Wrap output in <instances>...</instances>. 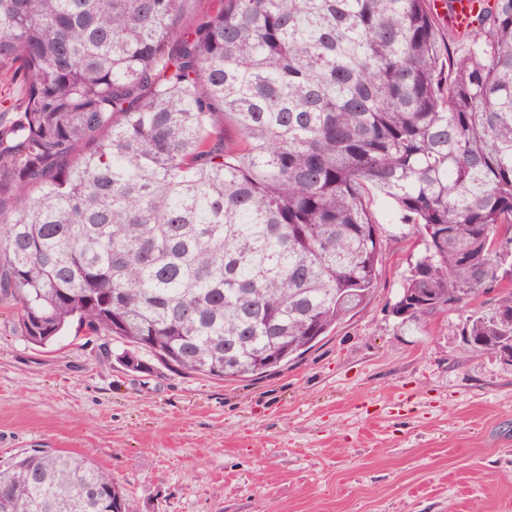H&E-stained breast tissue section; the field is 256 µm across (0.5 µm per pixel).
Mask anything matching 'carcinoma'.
Instances as JSON below:
<instances>
[{"label": "carcinoma", "mask_w": 512, "mask_h": 512, "mask_svg": "<svg viewBox=\"0 0 512 512\" xmlns=\"http://www.w3.org/2000/svg\"><path fill=\"white\" fill-rule=\"evenodd\" d=\"M0 0V296L28 342L77 324L215 380L298 357L374 290L372 206L422 245L404 318L512 281V0L466 34L427 0ZM231 125L236 139L224 138ZM471 348L512 347L478 310ZM0 512H125L80 457L0 462Z\"/></svg>", "instance_id": "cac0c4a2"}]
</instances>
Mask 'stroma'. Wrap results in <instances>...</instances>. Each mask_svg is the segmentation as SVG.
Instances as JSON below:
<instances>
[{
    "label": "stroma",
    "instance_id": "stroma-1",
    "mask_svg": "<svg viewBox=\"0 0 512 512\" xmlns=\"http://www.w3.org/2000/svg\"><path fill=\"white\" fill-rule=\"evenodd\" d=\"M374 218L385 258L368 304L256 378L133 372L119 343L75 327L37 346L0 300V459L85 456L128 512H512V366L461 336L499 292L395 317L417 233L393 208Z\"/></svg>",
    "mask_w": 512,
    "mask_h": 512
}]
</instances>
